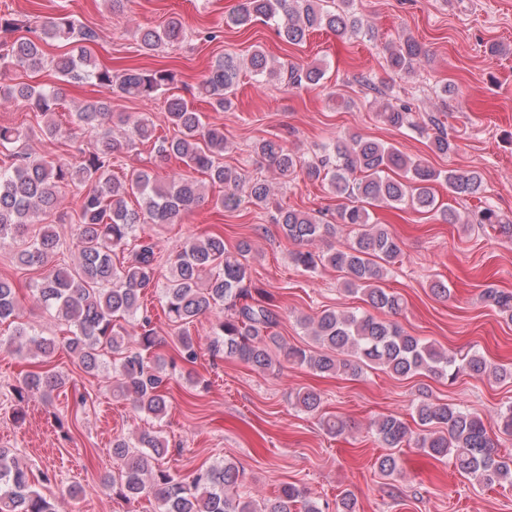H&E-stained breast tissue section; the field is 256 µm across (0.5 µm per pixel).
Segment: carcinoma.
<instances>
[{"instance_id":"1","label":"carcinoma","mask_w":512,"mask_h":512,"mask_svg":"<svg viewBox=\"0 0 512 512\" xmlns=\"http://www.w3.org/2000/svg\"><path fill=\"white\" fill-rule=\"evenodd\" d=\"M334 10L323 0H242L228 18L234 26L255 21L276 27L288 44L298 45L309 33L327 29L339 36H357L363 19L354 11V0H337ZM93 42L94 30H76L75 21L63 13L41 25L40 35L20 38L11 44L0 43V76L16 68L39 70L44 56L41 41L69 40ZM146 54L159 53L183 38L180 19L172 17L161 29L137 31ZM388 67L410 73L425 48L414 38L405 37L386 48ZM248 67L259 78H273L291 88L315 86L323 78L317 65L275 66L265 54L254 51ZM63 76L82 77L94 85L123 97L152 98L174 83L176 73L159 68L143 71L128 68L122 73L99 69L92 62L88 48L64 55L54 61ZM242 64L226 53L216 61L200 83L213 110L224 112L232 107L231 96L238 84ZM30 102L47 114L57 106V92L51 87L34 88L17 84L0 90ZM107 103L93 100L74 113V123L94 135L87 145L70 142L81 156L77 166L65 159L26 152L16 156L9 167H0V242L19 235L24 226L39 224V233L18 253L20 265L41 273L32 288L43 307L69 326L67 348L78 359L82 370L95 375L105 367V356L112 355L115 383L112 394L132 402L136 412L155 419L168 409L166 395L160 390L165 362L155 355L159 345L151 319L144 315L143 297L155 287L159 266L155 244L145 231L147 224H179L202 198L195 177L181 174L159 183L149 168L135 169L129 177L112 176L113 155L121 147L133 149L136 143L151 142L156 156L174 158L188 170L206 175L209 182L224 188L222 204L226 209L239 205V190L249 185V198L256 206H265L272 195L271 186L262 180H246L241 170L224 165V131L208 125L202 114L189 108L180 97L165 101V118L177 129L172 138L155 136V124L148 117H119L129 126L125 142L111 132H99L106 116ZM380 118L394 128H410L425 134L433 152L447 155L455 144L440 116L429 114L423 123L413 118L409 104L384 100ZM23 132L17 127L0 125V148L18 142ZM254 152L264 157L288 179L298 173L309 180L328 181L330 191L345 200L337 211L336 223L329 224L315 214L296 209L278 211L276 223L286 237L303 245L292 254V262L307 272L330 266L343 273L344 289L362 293L371 307L398 314L400 295L381 286L390 266L402 253L401 241L385 225L375 224L367 206L408 205L418 212L435 210L433 184L443 181L455 198H468L482 191V177L476 170L438 171L427 162L412 158L396 147L357 133L339 135L319 158L303 160L292 153L279 137L264 138L254 145ZM90 184L78 199L76 222L77 264L74 267L50 266V259L63 247L51 224H41L56 202L62 187ZM138 199V208L127 199ZM512 233V226L502 223L499 213L482 208L475 220ZM356 227L348 245L317 252L307 245L336 234V225ZM126 252L116 265V250ZM249 244H239L231 252L224 238L208 236L189 240L180 251L167 258V282L162 288L163 311L177 329L178 355L185 362L198 357L194 338L187 326L200 316L218 312L211 324L212 351L241 361L258 371L279 365L277 354L319 373H345L357 376L364 369L381 370L398 378L415 375L433 376L451 382L461 376L497 380L512 379V370L491 366L478 352L458 355L414 336L393 320L378 319L360 311L324 310L315 318H306L303 328L317 345L314 350L284 348L274 332L277 315L270 308V295L252 285ZM484 299L501 315L512 321V292L489 289ZM19 318V302L14 282L0 276V322ZM135 320L141 332L130 342L123 323ZM10 352L20 356H39L47 364L57 344L23 323L14 333L0 340ZM62 385L61 377L50 371H31L17 387L19 396L39 394L44 398ZM294 405L306 413H316L321 396L313 390L299 391ZM415 433L400 417L384 415L373 422L377 439L385 448H400L414 442L429 456L448 457L456 470L481 486H512V458L498 452L489 427L477 413L449 403L433 402L423 397L414 406ZM112 455L120 462L118 475L112 477V493L127 502L140 498L154 500L158 512H327L295 483L282 485L277 496L262 502L239 489V466L224 460L200 468L188 478H181L162 467L169 448L160 432L141 430L129 438L112 443ZM378 471L391 477L400 470L399 458L387 453L377 458ZM21 458L0 448V512H58L37 487L39 480Z\"/></svg>"}]
</instances>
